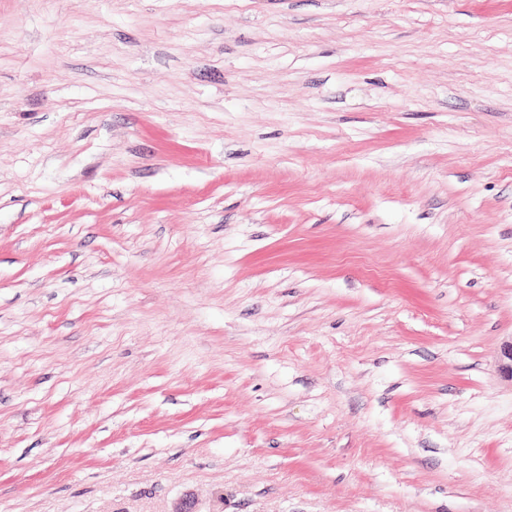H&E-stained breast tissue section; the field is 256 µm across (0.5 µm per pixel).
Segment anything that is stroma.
I'll return each instance as SVG.
<instances>
[{
	"instance_id": "obj_1",
	"label": "stroma",
	"mask_w": 512,
	"mask_h": 512,
	"mask_svg": "<svg viewBox=\"0 0 512 512\" xmlns=\"http://www.w3.org/2000/svg\"><path fill=\"white\" fill-rule=\"evenodd\" d=\"M512 0H0V512H512Z\"/></svg>"
}]
</instances>
